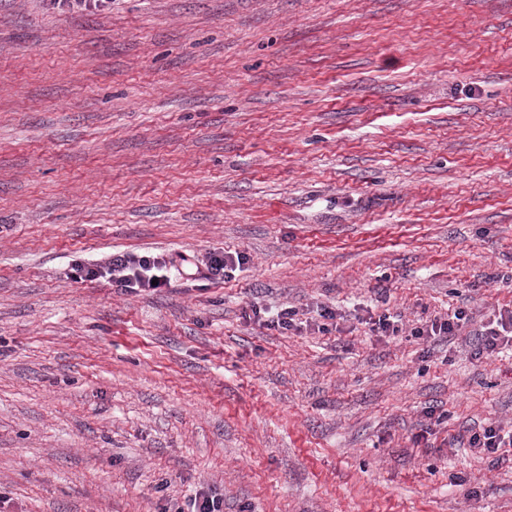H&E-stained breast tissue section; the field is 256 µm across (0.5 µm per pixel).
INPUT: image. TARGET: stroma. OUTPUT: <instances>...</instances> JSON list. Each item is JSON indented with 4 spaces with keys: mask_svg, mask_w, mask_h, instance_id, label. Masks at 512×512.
<instances>
[{
    "mask_svg": "<svg viewBox=\"0 0 512 512\" xmlns=\"http://www.w3.org/2000/svg\"><path fill=\"white\" fill-rule=\"evenodd\" d=\"M459 307L512 308V0H0V512H512L452 443L512 423V354L411 334ZM43 4L54 10L69 13H94L112 5V0H41ZM246 259L242 252L230 251L210 252L201 261L181 253L175 257H160L116 251L98 261H78L71 268L70 277L77 282L90 283L104 279L123 293L157 292L171 286L176 276L187 281L222 283L245 264ZM153 279H158L157 285H152ZM249 310L251 314L245 311L244 318L260 323V325L266 327L268 330L288 331L298 329L302 324V322H299L298 326L296 323L294 317L297 316L298 312L293 307H284L273 312L272 309H268L261 305L260 302L255 301L249 305Z\"/></svg>",
    "mask_w": 512,
    "mask_h": 512,
    "instance_id": "obj_1",
    "label": "stroma"
}]
</instances>
